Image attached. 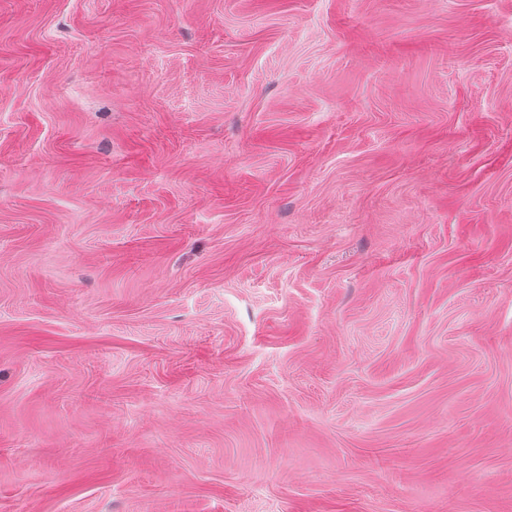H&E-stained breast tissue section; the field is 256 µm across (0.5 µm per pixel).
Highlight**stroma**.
Returning <instances> with one entry per match:
<instances>
[{
	"label": "stroma",
	"instance_id": "stroma-1",
	"mask_svg": "<svg viewBox=\"0 0 512 512\" xmlns=\"http://www.w3.org/2000/svg\"><path fill=\"white\" fill-rule=\"evenodd\" d=\"M0 0V512H512V0Z\"/></svg>",
	"mask_w": 512,
	"mask_h": 512
}]
</instances>
